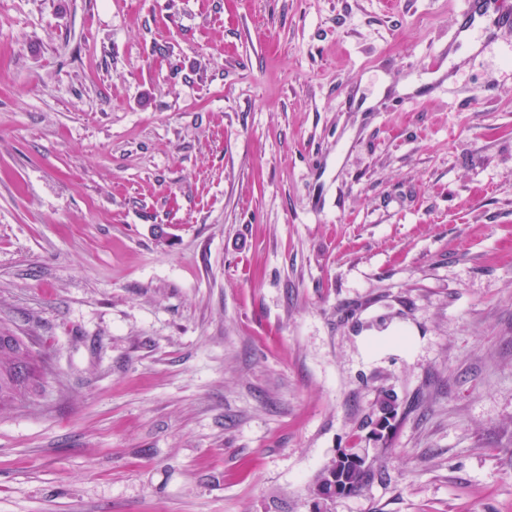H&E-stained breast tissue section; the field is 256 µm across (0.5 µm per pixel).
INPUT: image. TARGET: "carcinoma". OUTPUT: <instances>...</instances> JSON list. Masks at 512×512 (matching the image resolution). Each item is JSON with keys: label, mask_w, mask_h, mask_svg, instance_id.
<instances>
[{"label": "carcinoma", "mask_w": 512, "mask_h": 512, "mask_svg": "<svg viewBox=\"0 0 512 512\" xmlns=\"http://www.w3.org/2000/svg\"><path fill=\"white\" fill-rule=\"evenodd\" d=\"M32 348L30 342L13 335L8 329L0 330V410L27 406L32 392L20 381L22 371H27L33 379L45 375L43 358L29 361ZM374 477L372 470L362 472L353 469L346 472V480L353 492L360 491Z\"/></svg>", "instance_id": "obj_1"}]
</instances>
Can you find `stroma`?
I'll return each instance as SVG.
<instances>
[{
  "label": "stroma",
  "instance_id": "obj_1",
  "mask_svg": "<svg viewBox=\"0 0 512 512\" xmlns=\"http://www.w3.org/2000/svg\"><path fill=\"white\" fill-rule=\"evenodd\" d=\"M466 0H0V512H512V27ZM398 415L377 441L382 395ZM488 0H469V7L465 12L460 23V32L469 35H476V39L481 46L491 40L489 27L484 25L486 16V4ZM5 337H7L5 339ZM30 349L36 352L38 360L28 361ZM45 361L33 345L19 336H14L7 328L0 330V410L4 408L26 407L32 394L20 381L22 370L32 379L46 375ZM336 474V483H333L330 486L329 493L326 495L328 498H337L340 496H345L347 494L348 485L344 484L343 477L341 476V470L338 469L336 471V461H334L331 465L326 467L324 471L321 473L317 484H316V493L319 496L321 488L330 480V476Z\"/></svg>",
  "mask_w": 512,
  "mask_h": 512
}]
</instances>
